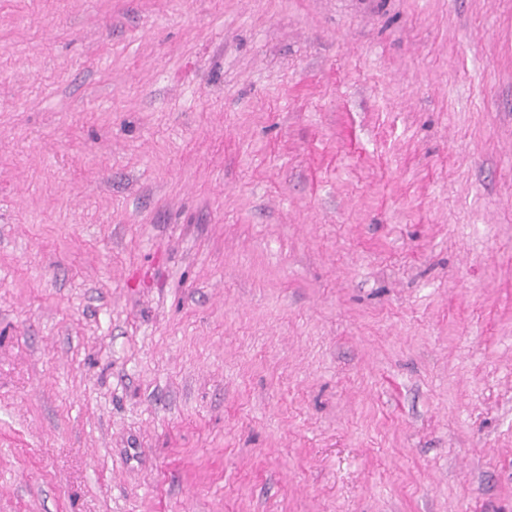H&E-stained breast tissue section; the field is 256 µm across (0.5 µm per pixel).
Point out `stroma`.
<instances>
[{"instance_id": "stroma-1", "label": "stroma", "mask_w": 512, "mask_h": 512, "mask_svg": "<svg viewBox=\"0 0 512 512\" xmlns=\"http://www.w3.org/2000/svg\"><path fill=\"white\" fill-rule=\"evenodd\" d=\"M0 512H512V0H0Z\"/></svg>"}]
</instances>
